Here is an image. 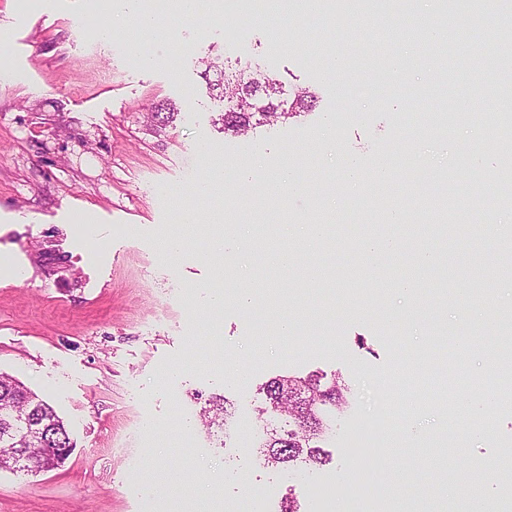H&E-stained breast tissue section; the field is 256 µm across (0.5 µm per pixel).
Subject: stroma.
Segmentation results:
<instances>
[{"label":"stroma","instance_id":"1","mask_svg":"<svg viewBox=\"0 0 512 512\" xmlns=\"http://www.w3.org/2000/svg\"><path fill=\"white\" fill-rule=\"evenodd\" d=\"M89 0H0V373L51 404L73 450L57 470L38 475L0 471V512H171L191 502L213 512L218 501L244 506L264 489L273 507L295 497L313 512L311 496L329 492V512H345L359 460L355 432L368 423L370 464L392 473L381 512H466L464 499L434 494L440 471L459 483L457 463L480 462L483 485L503 489L497 512H512V469L500 468L512 448V404L490 407L491 424L469 442L450 446L459 419L441 404L496 392L512 368L495 369L490 350L512 348V332L492 328L486 306L512 311V279L488 283V304L469 298L478 259L493 254L512 268V247L498 238L512 226V208L476 206L465 214V235L446 244L421 214L401 224L369 223L362 200L378 199L369 183L347 204L341 165L352 156L364 169L392 161L390 184H406L415 155L430 162L417 182L440 187L437 172L470 176L472 155L491 182L501 149L489 125L457 124L451 138L435 136L454 90L471 83L460 58L465 41L448 46L452 80L432 82L416 67L395 78L377 55L411 57L419 44L401 42L400 27L384 38L363 19L346 41L305 26L286 6L240 19L238 0H224V17L180 26L177 42L147 54L134 38L105 42L89 24ZM349 61L344 85L324 77L326 50ZM259 63L277 76L285 98L315 94V109L265 124L248 135L224 132L219 89L202 77L204 64L224 58ZM174 107L165 129L151 126L155 106ZM223 159L224 186L199 206L224 234L243 245L220 265L214 244H200L181 221L172 189L190 192L211 158ZM291 158L306 187L273 199L262 178ZM457 182V189L465 184ZM335 215L319 244L282 242L276 228L317 212ZM99 243L87 248L85 225ZM183 242L166 258L161 236ZM390 237L383 268L368 266L363 238ZM289 245L296 263L282 274L275 256ZM455 251L448 288L430 270H414L413 249ZM317 267L320 281L307 271ZM415 273L421 294L404 296L394 283ZM251 285L277 288L252 308L227 301L211 309L208 289ZM165 320H154L159 308ZM411 312L408 327L394 317ZM471 312L467 325L459 312ZM298 321L295 336L275 332L281 313ZM481 344L461 352L466 333ZM460 357L449 374L445 360ZM322 374L339 383L345 402L323 406L317 444L325 466L296 461L267 466L261 449L271 418L261 415V387L277 376ZM224 399L223 424L197 427L182 447L181 420L197 418ZM145 433L124 438L134 417ZM170 477L178 492L147 498L145 477Z\"/></svg>","mask_w":512,"mask_h":512}]
</instances>
